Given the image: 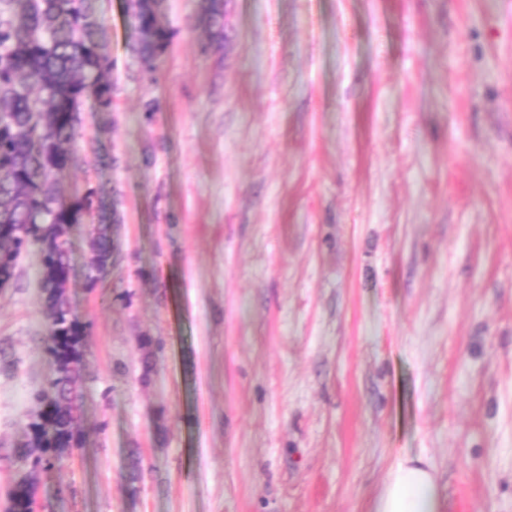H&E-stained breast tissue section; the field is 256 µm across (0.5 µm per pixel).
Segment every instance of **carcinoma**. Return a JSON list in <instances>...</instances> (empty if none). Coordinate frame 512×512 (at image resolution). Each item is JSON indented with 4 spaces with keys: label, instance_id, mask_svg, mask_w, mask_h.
Listing matches in <instances>:
<instances>
[{
    "label": "carcinoma",
    "instance_id": "obj_1",
    "mask_svg": "<svg viewBox=\"0 0 512 512\" xmlns=\"http://www.w3.org/2000/svg\"><path fill=\"white\" fill-rule=\"evenodd\" d=\"M162 10L159 0H126L130 49L152 81L174 37L161 22ZM199 17L211 39L222 37V0H199ZM114 67L95 0H0L1 281L13 280L19 256L31 246L43 253L42 274L65 276L68 230L94 216L91 283L106 269L112 250L103 221L115 205L94 189L67 200L56 180L74 163L71 144L79 135L85 101L93 99L102 111L112 109L108 74ZM46 308L44 351L55 365L52 400L35 395L41 409L27 424V440L15 449L30 461L31 472L13 489L10 512H33L37 474L60 465L56 449L81 442L75 385L86 327L72 313L62 284L46 297Z\"/></svg>",
    "mask_w": 512,
    "mask_h": 512
}]
</instances>
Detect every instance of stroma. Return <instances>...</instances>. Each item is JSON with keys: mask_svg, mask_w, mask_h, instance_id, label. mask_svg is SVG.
Here are the masks:
<instances>
[{"mask_svg": "<svg viewBox=\"0 0 512 512\" xmlns=\"http://www.w3.org/2000/svg\"><path fill=\"white\" fill-rule=\"evenodd\" d=\"M197 3L152 82L98 0L114 103L57 188L117 200L112 259L71 228L82 445L35 512H373L418 454L440 512H512V0H224L218 47ZM41 274L0 290V512Z\"/></svg>", "mask_w": 512, "mask_h": 512, "instance_id": "35a3bbf8", "label": "stroma"}]
</instances>
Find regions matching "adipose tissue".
I'll return each instance as SVG.
<instances>
[{
    "instance_id": "adipose-tissue-1",
    "label": "adipose tissue",
    "mask_w": 512,
    "mask_h": 512,
    "mask_svg": "<svg viewBox=\"0 0 512 512\" xmlns=\"http://www.w3.org/2000/svg\"><path fill=\"white\" fill-rule=\"evenodd\" d=\"M375 512H439L435 472L424 457L404 459L392 468Z\"/></svg>"
}]
</instances>
